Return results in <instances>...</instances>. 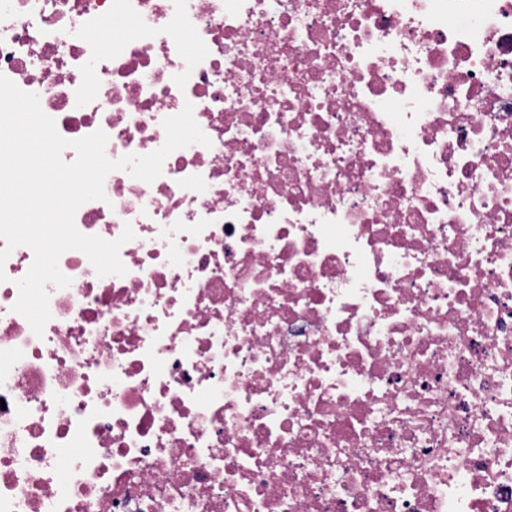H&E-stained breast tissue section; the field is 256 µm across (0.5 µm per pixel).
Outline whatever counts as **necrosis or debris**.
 <instances>
[{"label": "necrosis or debris", "mask_w": 512, "mask_h": 512, "mask_svg": "<svg viewBox=\"0 0 512 512\" xmlns=\"http://www.w3.org/2000/svg\"><path fill=\"white\" fill-rule=\"evenodd\" d=\"M116 160L43 336L0 282V512H512V0H0Z\"/></svg>", "instance_id": "obj_1"}]
</instances>
